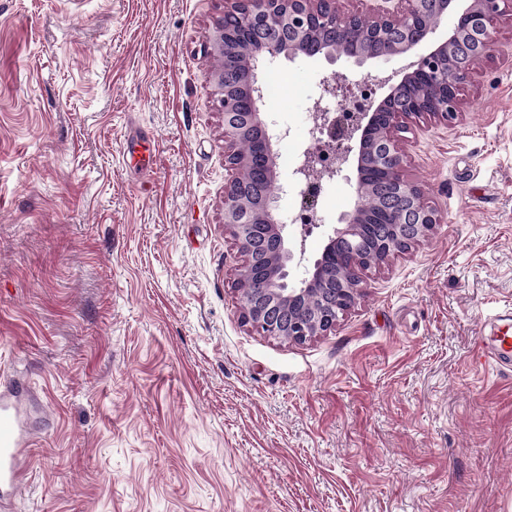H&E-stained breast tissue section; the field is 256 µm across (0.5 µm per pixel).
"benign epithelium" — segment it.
I'll use <instances>...</instances> for the list:
<instances>
[{
  "mask_svg": "<svg viewBox=\"0 0 512 512\" xmlns=\"http://www.w3.org/2000/svg\"><path fill=\"white\" fill-rule=\"evenodd\" d=\"M453 3L380 0L363 15L340 12L336 0H231L215 20L205 51L224 61L213 74V84L216 106L224 115V162L234 171L224 184V229L245 257L234 284L242 320L260 334L294 343L325 335L356 304L357 270L366 266L368 253L376 252L375 263L381 264L418 243L437 223L421 189L403 175L406 121L428 117L448 124L457 119L464 85L492 56L496 21L512 12V0H468L448 38L431 42ZM338 23L347 24L351 34L346 58L360 64L401 56L405 65L396 83L391 76L375 79L389 93L358 114L353 127L339 120L324 124L338 160L333 174L339 175L350 156H356V199L341 215V226L327 235L320 257L292 285L290 266L305 259V248L289 246L278 200L267 194V186L279 181L274 144L288 132L273 134L260 116L264 94L255 63L281 53L334 59L336 52L326 47V38ZM227 66L240 69V87L224 86ZM247 136L256 139L252 152L243 148ZM368 165L387 176V206L393 216L389 224L371 226L370 240L364 234L368 220L360 202L363 168ZM308 296L316 303L305 304Z\"/></svg>",
  "mask_w": 512,
  "mask_h": 512,
  "instance_id": "obj_1",
  "label": "benign epithelium"
}]
</instances>
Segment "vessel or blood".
<instances>
[{"label":"vessel or blood","instance_id":"b4317fda","mask_svg":"<svg viewBox=\"0 0 512 512\" xmlns=\"http://www.w3.org/2000/svg\"><path fill=\"white\" fill-rule=\"evenodd\" d=\"M494 332L485 337L482 353L499 371H512V312L492 319ZM30 439L24 428L17 397L0 396V512H9L22 486L23 450Z\"/></svg>","mask_w":512,"mask_h":512}]
</instances>
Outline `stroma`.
I'll list each match as a JSON object with an SVG mask.
<instances>
[{"label": "stroma", "instance_id": "1", "mask_svg": "<svg viewBox=\"0 0 512 512\" xmlns=\"http://www.w3.org/2000/svg\"><path fill=\"white\" fill-rule=\"evenodd\" d=\"M225 0H0V391L33 445L12 512H512V373L477 355L512 308V15L454 124L411 122L439 222L361 270L302 344L241 320L224 118L203 52ZM403 62L260 60L309 148L321 82ZM355 165L306 261L354 203Z\"/></svg>", "mask_w": 512, "mask_h": 512}]
</instances>
